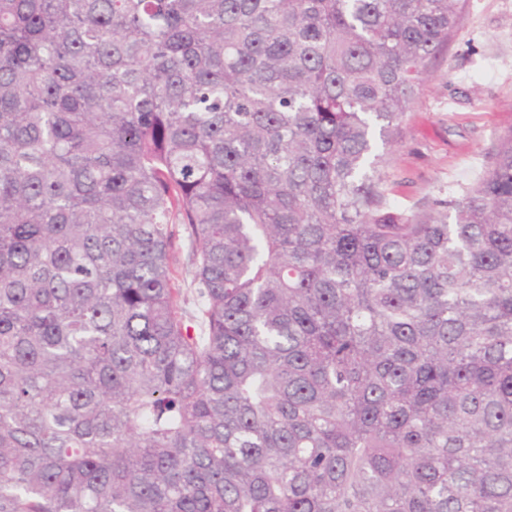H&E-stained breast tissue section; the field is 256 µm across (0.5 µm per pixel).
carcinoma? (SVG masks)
<instances>
[{"mask_svg":"<svg viewBox=\"0 0 512 512\" xmlns=\"http://www.w3.org/2000/svg\"><path fill=\"white\" fill-rule=\"evenodd\" d=\"M462 12L0 0V512H512V130L385 174ZM175 246L171 254V269L177 288H180L179 307L184 321L197 326L192 321L197 310L196 286L193 283L194 267L191 264V243L188 230L183 224L175 226Z\"/></svg>","mask_w":512,"mask_h":512,"instance_id":"cac0c4a2","label":"carcinoma"}]
</instances>
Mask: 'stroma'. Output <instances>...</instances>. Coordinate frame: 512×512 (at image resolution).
<instances>
[{"label": "stroma", "mask_w": 512, "mask_h": 512, "mask_svg": "<svg viewBox=\"0 0 512 512\" xmlns=\"http://www.w3.org/2000/svg\"><path fill=\"white\" fill-rule=\"evenodd\" d=\"M512 128V0H466L459 30L422 76L386 167L388 197L398 209L429 211L461 196L494 160ZM171 269L185 321L197 310L191 243L175 227Z\"/></svg>", "instance_id": "35a3bbf8"}]
</instances>
